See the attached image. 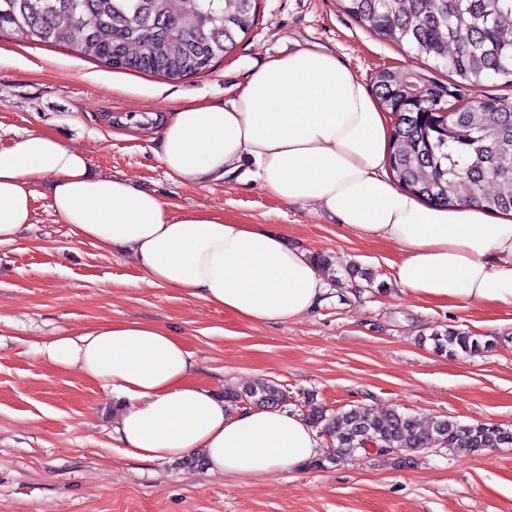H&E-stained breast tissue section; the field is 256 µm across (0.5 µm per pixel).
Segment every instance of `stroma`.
Listing matches in <instances>:
<instances>
[{"label":"stroma","instance_id":"obj_1","mask_svg":"<svg viewBox=\"0 0 512 512\" xmlns=\"http://www.w3.org/2000/svg\"><path fill=\"white\" fill-rule=\"evenodd\" d=\"M309 44L366 80L383 68L453 79L408 45L370 31L340 0H257L256 22L236 48L178 80L114 69L66 44L0 35V143L26 130L50 131L86 151L98 170L125 174L165 202L266 224L300 248L335 258L316 311L274 327L241 321L149 285L128 257L78 241L38 187L32 229L0 245V512H512L507 444L479 452L430 448L399 464L360 454L257 481L131 458L112 439L111 395L35 352L37 342L70 329L142 320L181 336L197 380L219 393L263 378L280 385L286 410L300 416L311 394L332 412L392 408L424 424L450 417L512 430V310L419 301L394 283L396 245L359 236L315 205L280 203L252 182L174 183L146 138H128L118 122L170 111L181 96L221 100L266 57ZM363 269L373 281L361 279ZM447 327L489 346L471 355L436 353L430 336Z\"/></svg>","mask_w":512,"mask_h":512}]
</instances>
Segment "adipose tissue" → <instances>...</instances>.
Wrapping results in <instances>:
<instances>
[{
  "label": "adipose tissue",
  "mask_w": 512,
  "mask_h": 512,
  "mask_svg": "<svg viewBox=\"0 0 512 512\" xmlns=\"http://www.w3.org/2000/svg\"><path fill=\"white\" fill-rule=\"evenodd\" d=\"M152 151L186 186L238 174L280 203L315 204L361 236L396 244L394 282L455 309L512 307V212L425 206L386 171L389 121L372 91L335 55L304 47L267 57L231 98L182 99L152 115ZM79 241L130 256L143 281L205 301L242 321L280 324L320 306L327 274L264 224L186 209L54 134L27 130L0 144V244L33 225L37 186ZM41 357L78 369L119 404L112 435L130 457L199 454L210 474L259 478L321 453L318 434L283 409H228L194 379L185 341L150 322L90 325L44 340Z\"/></svg>",
  "instance_id": "obj_1"
}]
</instances>
